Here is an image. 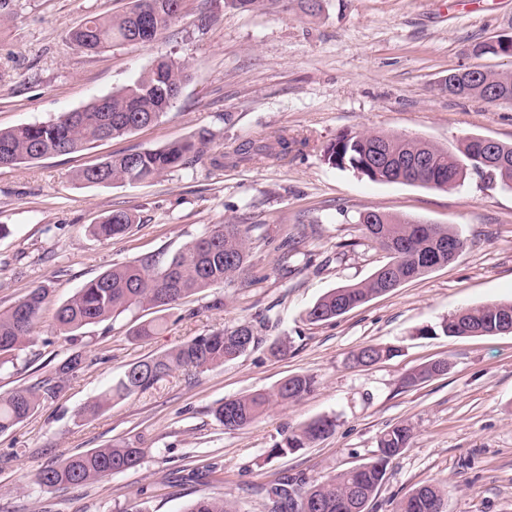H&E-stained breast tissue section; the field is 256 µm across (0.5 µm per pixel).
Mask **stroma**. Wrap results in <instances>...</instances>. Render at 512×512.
<instances>
[{
    "label": "stroma",
    "instance_id": "stroma-1",
    "mask_svg": "<svg viewBox=\"0 0 512 512\" xmlns=\"http://www.w3.org/2000/svg\"><path fill=\"white\" fill-rule=\"evenodd\" d=\"M129 0H14L0 26V129L47 122L131 84L152 61H183L189 79L173 107L134 134L70 154L0 168V310L41 286L49 291L29 344L0 369V393L49 384L51 397L26 421L0 433V512H184L202 496L237 512H267L257 487L283 474L320 479L367 462L391 427L409 424L408 448L389 463L368 512H396L415 489L448 488L447 512H512V334L448 337L443 319L488 302L512 301V189L475 172L448 190L374 182L325 163L342 134L391 131L456 149L481 135L512 144V105L441 90L449 72L474 64L512 69V59L475 57V44L512 34V0H323L304 15L298 0L242 11L226 0H183L177 24L146 46L99 54L71 48L70 31L90 15L121 13ZM208 155L145 183L86 186L75 173L105 156L154 149L198 130ZM301 140L297 157L231 160L245 141L279 133ZM225 155L221 169L210 159ZM116 208L136 222L99 240L87 226ZM379 209L450 225L467 241L454 263L403 283L326 322L307 312L327 291L360 281L388 255L364 234L361 212ZM253 224L241 285H216L173 309L124 312L65 338L57 307L90 279L145 258L168 259L216 225ZM297 253L281 263L272 246L285 234ZM221 308H214L215 300ZM163 316L147 338L133 331ZM247 321L264 339L238 359L199 373L180 370L155 388L112 402L99 415L79 410L137 361L197 336ZM434 335H424V328ZM288 351L272 356L268 341ZM390 349L362 367L361 347ZM83 364L59 379L71 353ZM446 374L414 385L408 373L434 360ZM315 389L277 403L248 427L214 417L227 399L273 390L292 375ZM327 416V438L281 458L283 436ZM124 439L145 450L140 466L78 488L45 489L47 464Z\"/></svg>",
    "mask_w": 512,
    "mask_h": 512
}]
</instances>
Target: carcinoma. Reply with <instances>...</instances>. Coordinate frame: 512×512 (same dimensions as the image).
<instances>
[{"label":"carcinoma","mask_w":512,"mask_h":512,"mask_svg":"<svg viewBox=\"0 0 512 512\" xmlns=\"http://www.w3.org/2000/svg\"><path fill=\"white\" fill-rule=\"evenodd\" d=\"M182 0H132L128 11L112 17L86 18L69 37L71 46L83 53L115 46H145L169 31L180 16ZM187 79L184 63L167 56L154 64L131 85L101 97L79 110L65 112L54 120L0 130V166H15L42 158L78 152L100 141L124 137L158 121L179 97ZM465 96L488 102L512 104V71L486 70L466 85ZM210 134L199 131L155 149L112 155L80 170L75 180L89 186L137 183L152 180L176 168L200 160L207 154ZM294 141L280 134L258 145L246 141L238 146L239 160L261 155L283 161L293 151ZM500 163L487 167L465 138L452 152L427 140L392 132L343 134L323 149L324 160L334 168L352 169L375 182L407 184L448 190L458 186L468 171H486L489 177L512 189V145L497 143ZM134 216L114 209L89 232L109 240L125 235ZM359 224L390 255V260L368 279L328 291L308 311L311 322L342 315L374 296L385 294L402 283L419 278L437 264L447 265L466 250L467 242L452 227L429 225L410 217L379 210L359 215ZM253 224H221L190 242L164 263L153 258L114 266L88 281L56 310L59 332L71 334L134 308H173L182 299L215 285L233 287L244 274L250 253ZM48 298L47 289L36 287L7 310H0V368L13 360L32 335L34 324ZM512 319V303L490 302L467 307L448 316L440 324L448 337L494 336L501 320ZM259 344L254 327L241 322L197 336L162 354L133 363L112 389L88 401L85 417L98 415L112 401L126 399L153 388L174 372L193 368L204 372L234 360ZM391 350L367 345L352 354L359 364L375 363ZM440 375L437 364L424 365L406 377L416 384ZM308 375L286 378L271 392H253L229 399L215 410L216 419L232 430L257 421L274 401H295L314 389ZM53 388L31 386L0 395V433L7 432L32 416ZM335 420L314 419L292 430L268 458H279L306 448L335 431ZM411 427L398 424L378 440V457L365 463V470L349 468L322 480L284 476L259 493L267 501L268 512H367L369 502L384 481L389 461L408 447ZM144 449L132 441L73 454L43 468L39 483L47 488L79 487L104 476L138 467ZM446 488L436 484L419 487L399 506V512H429L427 503L445 504ZM186 512H237L217 497L193 501Z\"/></svg>","instance_id":"cac0c4a2"}]
</instances>
